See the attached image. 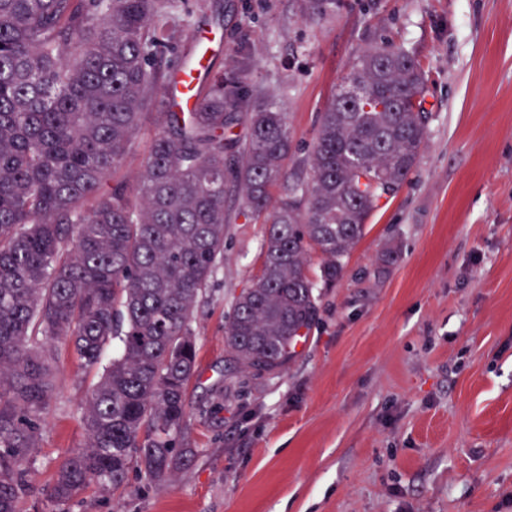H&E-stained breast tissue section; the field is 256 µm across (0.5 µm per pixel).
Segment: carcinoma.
<instances>
[{"instance_id":"cac0c4a2","label":"carcinoma","mask_w":512,"mask_h":512,"mask_svg":"<svg viewBox=\"0 0 512 512\" xmlns=\"http://www.w3.org/2000/svg\"><path fill=\"white\" fill-rule=\"evenodd\" d=\"M297 2L309 21L336 16V0ZM207 10L208 0H0V512H21L33 489L53 343L102 373L82 407L84 444L57 467L49 500L125 488L133 472L171 481L194 457L182 440L190 321L224 260L228 199L266 231L224 352L263 378L293 359L318 289L336 283L428 140L425 72L385 43L319 114L308 177L288 173L281 103L234 68L212 75L197 108L158 113L130 186L121 161L157 95L205 58L193 17ZM239 124L247 134L231 136Z\"/></svg>"}]
</instances>
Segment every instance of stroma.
Here are the masks:
<instances>
[{
	"instance_id": "obj_1",
	"label": "stroma",
	"mask_w": 512,
	"mask_h": 512,
	"mask_svg": "<svg viewBox=\"0 0 512 512\" xmlns=\"http://www.w3.org/2000/svg\"><path fill=\"white\" fill-rule=\"evenodd\" d=\"M209 4L207 58L227 70L245 48L252 85L287 114L289 171L334 89L384 42L426 73L429 138L276 377L224 364V325L265 233L230 200L224 262L191 320L196 455L172 483L47 500L84 443L94 378L59 346L25 512H512V0H336L321 23L296 0Z\"/></svg>"
}]
</instances>
